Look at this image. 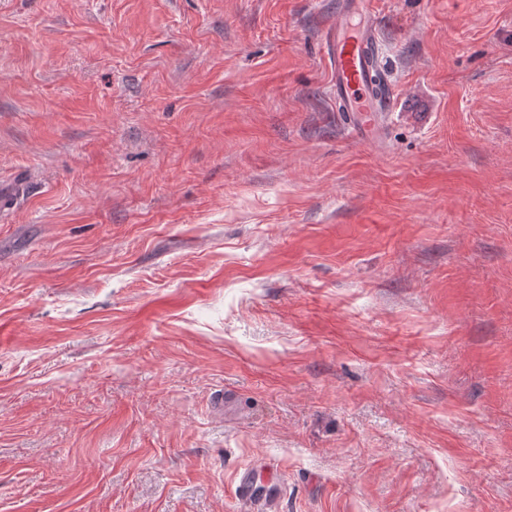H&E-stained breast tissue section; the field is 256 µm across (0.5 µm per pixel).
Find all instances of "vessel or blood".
Instances as JSON below:
<instances>
[{"mask_svg": "<svg viewBox=\"0 0 512 512\" xmlns=\"http://www.w3.org/2000/svg\"><path fill=\"white\" fill-rule=\"evenodd\" d=\"M325 47L338 111L369 116L381 111L386 97L377 93L374 83L380 69L376 17L363 0H347L345 11L327 28Z\"/></svg>", "mask_w": 512, "mask_h": 512, "instance_id": "obj_1", "label": "vessel or blood"}]
</instances>
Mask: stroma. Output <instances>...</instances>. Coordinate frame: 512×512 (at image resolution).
Returning a JSON list of instances; mask_svg holds the SVG:
<instances>
[{
	"instance_id": "obj_1",
	"label": "stroma",
	"mask_w": 512,
	"mask_h": 512,
	"mask_svg": "<svg viewBox=\"0 0 512 512\" xmlns=\"http://www.w3.org/2000/svg\"><path fill=\"white\" fill-rule=\"evenodd\" d=\"M0 0V512H512V0ZM346 9L336 16L326 31L325 47L331 62V80L339 112L368 115L365 123H353L350 134L358 136L372 125V117L382 112L387 94H375L380 71L376 49V17L363 0H346ZM359 16L354 23L352 17Z\"/></svg>"
}]
</instances>
